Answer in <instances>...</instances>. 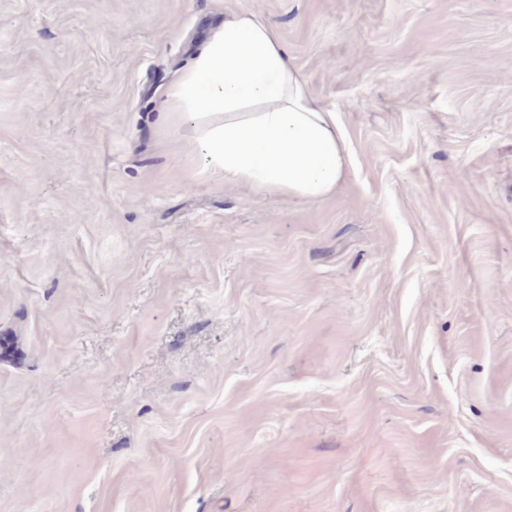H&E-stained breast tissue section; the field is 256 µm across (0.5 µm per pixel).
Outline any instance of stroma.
<instances>
[{
    "label": "stroma",
    "instance_id": "stroma-1",
    "mask_svg": "<svg viewBox=\"0 0 512 512\" xmlns=\"http://www.w3.org/2000/svg\"><path fill=\"white\" fill-rule=\"evenodd\" d=\"M238 10L334 196L187 178ZM0 512H512V0H0Z\"/></svg>",
    "mask_w": 512,
    "mask_h": 512
}]
</instances>
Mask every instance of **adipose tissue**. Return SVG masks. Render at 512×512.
<instances>
[{
	"label": "adipose tissue",
	"mask_w": 512,
	"mask_h": 512,
	"mask_svg": "<svg viewBox=\"0 0 512 512\" xmlns=\"http://www.w3.org/2000/svg\"><path fill=\"white\" fill-rule=\"evenodd\" d=\"M167 125L191 127L200 173L259 193L323 200L347 146L336 114L312 95L279 35L248 10L223 27L166 89Z\"/></svg>",
	"instance_id": "obj_1"
}]
</instances>
